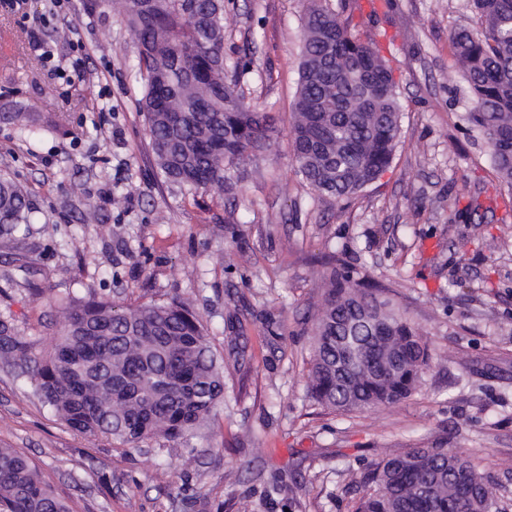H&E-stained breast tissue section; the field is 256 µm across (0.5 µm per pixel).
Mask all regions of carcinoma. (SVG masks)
I'll return each instance as SVG.
<instances>
[{"label":"carcinoma","mask_w":512,"mask_h":512,"mask_svg":"<svg viewBox=\"0 0 512 512\" xmlns=\"http://www.w3.org/2000/svg\"><path fill=\"white\" fill-rule=\"evenodd\" d=\"M484 24L450 36L469 89L466 121L487 138L490 166L512 186V0H472ZM138 46L146 134L165 182L230 193V169L263 148L275 118L244 102L224 64V0H122ZM289 128L298 172L321 196L349 199L387 171L400 137L392 71L350 21L311 0ZM23 189L0 175V234L30 223ZM314 317L308 392L323 408L351 413L395 405L421 384L428 342L379 285L355 282L331 258ZM61 332L32 374L43 403L68 428L138 446L188 440L224 402L223 359L183 302L125 307L68 297ZM0 322V360L17 356ZM0 512H70L37 466L0 448ZM353 512H505L490 477L441 445L369 464Z\"/></svg>","instance_id":"obj_1"}]
</instances>
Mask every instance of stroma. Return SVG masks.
I'll return each mask as SVG.
<instances>
[{
    "label": "stroma",
    "instance_id": "1",
    "mask_svg": "<svg viewBox=\"0 0 512 512\" xmlns=\"http://www.w3.org/2000/svg\"><path fill=\"white\" fill-rule=\"evenodd\" d=\"M349 2L321 0L380 48L401 127L390 169L339 201L302 179L288 137L306 0H224V62L278 130L231 196L192 194L155 168L137 46L115 0L59 12L0 0V173L36 216L27 235L0 236V320L27 356L0 361V448L23 451L71 512H352L363 464L435 442L512 504V190L465 119L449 42L481 22L470 0H369L356 13ZM16 104L36 119L28 131L7 117ZM329 254L388 287L429 343L430 369L398 404L344 415L307 393ZM68 295L175 298L200 317L224 359V402L190 444L133 449L73 432L43 404L29 362L54 344L53 301Z\"/></svg>",
    "mask_w": 512,
    "mask_h": 512
}]
</instances>
